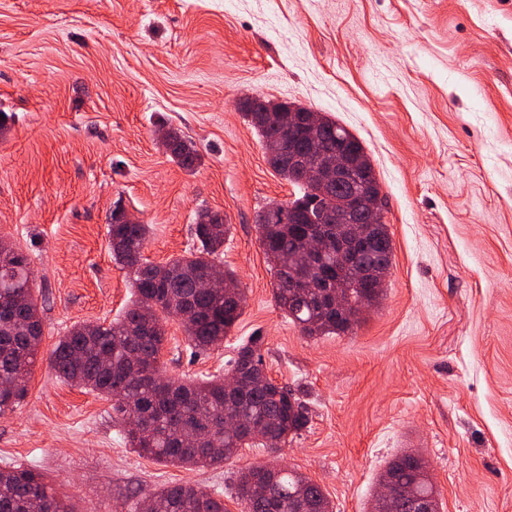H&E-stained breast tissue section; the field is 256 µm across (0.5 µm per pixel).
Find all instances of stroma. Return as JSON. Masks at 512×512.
Returning <instances> with one entry per match:
<instances>
[{"label": "stroma", "mask_w": 512, "mask_h": 512, "mask_svg": "<svg viewBox=\"0 0 512 512\" xmlns=\"http://www.w3.org/2000/svg\"><path fill=\"white\" fill-rule=\"evenodd\" d=\"M295 102L362 142L393 260L354 333L308 337L276 307L256 219L298 187L268 164L246 97ZM0 239L29 254L44 334L26 399L0 415V468L43 472L75 512H136L189 483L240 512V471L275 462L367 512L401 450L428 462L441 512H512V0H0ZM203 162L178 166L159 124ZM151 227L144 256L231 226L218 263L246 292L223 343L167 323L171 378L219 375L258 340L308 423L278 448L186 469L128 448L110 401L57 377L56 342L133 298L108 249L115 205Z\"/></svg>", "instance_id": "stroma-1"}]
</instances>
